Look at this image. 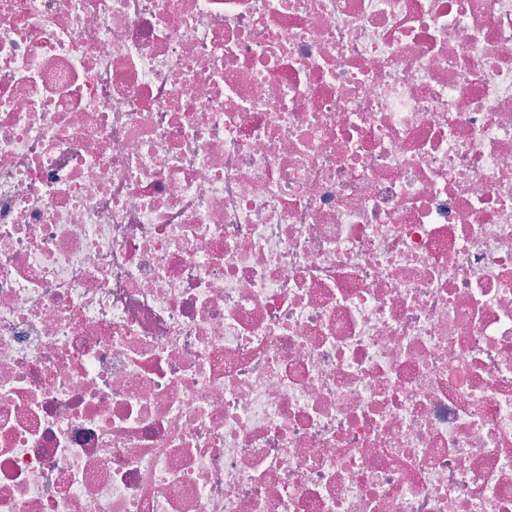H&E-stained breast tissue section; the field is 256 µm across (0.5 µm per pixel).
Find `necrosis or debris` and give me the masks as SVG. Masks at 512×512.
<instances>
[{"instance_id": "4bbe7bcc", "label": "necrosis or debris", "mask_w": 512, "mask_h": 512, "mask_svg": "<svg viewBox=\"0 0 512 512\" xmlns=\"http://www.w3.org/2000/svg\"><path fill=\"white\" fill-rule=\"evenodd\" d=\"M0 512H512V0H0Z\"/></svg>"}]
</instances>
